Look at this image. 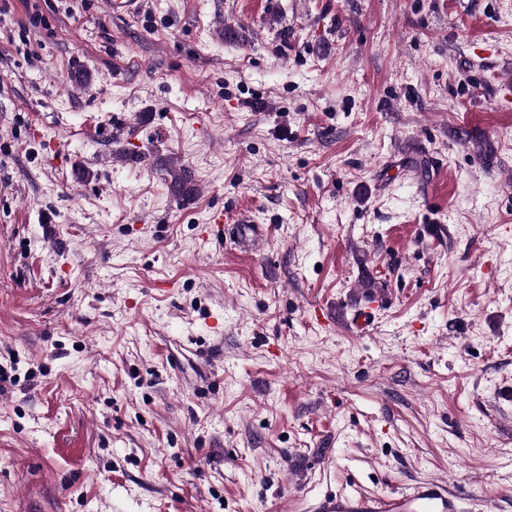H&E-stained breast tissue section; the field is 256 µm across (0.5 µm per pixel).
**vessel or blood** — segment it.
<instances>
[{"instance_id":"b4317fda","label":"vessel or blood","mask_w":512,"mask_h":512,"mask_svg":"<svg viewBox=\"0 0 512 512\" xmlns=\"http://www.w3.org/2000/svg\"><path fill=\"white\" fill-rule=\"evenodd\" d=\"M144 0H104L105 10L114 18L126 19L138 16ZM237 228L239 237L247 245L258 243L263 233L260 227L236 213L213 212L208 232L213 237L224 235L225 225ZM384 293L372 290L362 294V300L352 316V323L359 333L372 328L377 310L384 304ZM459 498L449 492L447 483L426 480L415 483L404 491H389L380 494L336 495L322 500L318 512H456Z\"/></svg>"}]
</instances>
